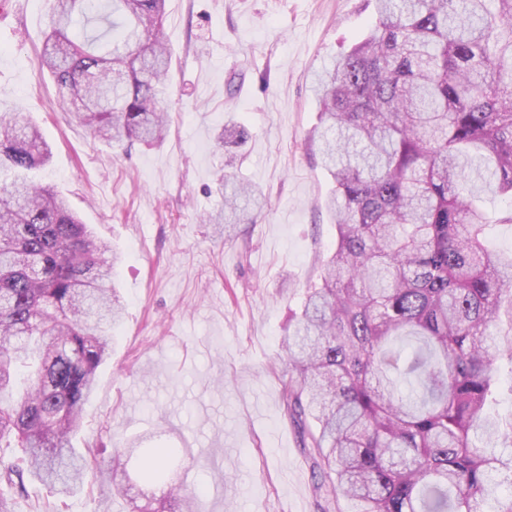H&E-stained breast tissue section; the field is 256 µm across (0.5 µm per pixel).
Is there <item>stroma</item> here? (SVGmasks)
Returning a JSON list of instances; mask_svg holds the SVG:
<instances>
[{"label": "stroma", "instance_id": "35a3bbf8", "mask_svg": "<svg viewBox=\"0 0 512 512\" xmlns=\"http://www.w3.org/2000/svg\"><path fill=\"white\" fill-rule=\"evenodd\" d=\"M49 8L0 0V113L39 126L52 157L36 180L125 258V316L75 445L104 469L139 435L182 451L164 480L146 484L131 462L68 512H127L174 485L202 489L200 512H320L281 400L282 340L335 241L316 75L364 34L372 0H167L171 122L155 145L101 142L61 108L37 65ZM230 122L247 137L218 147ZM229 161L262 193L230 232L206 221L224 209Z\"/></svg>", "mask_w": 512, "mask_h": 512}]
</instances>
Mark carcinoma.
<instances>
[{
  "label": "carcinoma",
  "mask_w": 512,
  "mask_h": 512,
  "mask_svg": "<svg viewBox=\"0 0 512 512\" xmlns=\"http://www.w3.org/2000/svg\"><path fill=\"white\" fill-rule=\"evenodd\" d=\"M376 19L318 76L322 164L336 247L306 289L283 347L285 411L314 459V492L359 512H483L512 473V251L484 242L485 183L512 198V0H374ZM166 0H52L38 67L91 133L114 142L165 138ZM106 24L83 40L74 16ZM52 151L37 127L0 114V512L35 480L54 512L92 477L72 445L83 404L110 356L124 306L109 254L68 201L29 173ZM224 223L255 199L218 181ZM127 451L113 453V469ZM143 477L163 478L178 448H144ZM172 488L129 512H198Z\"/></svg>",
  "instance_id": "carcinoma-1"
}]
</instances>
